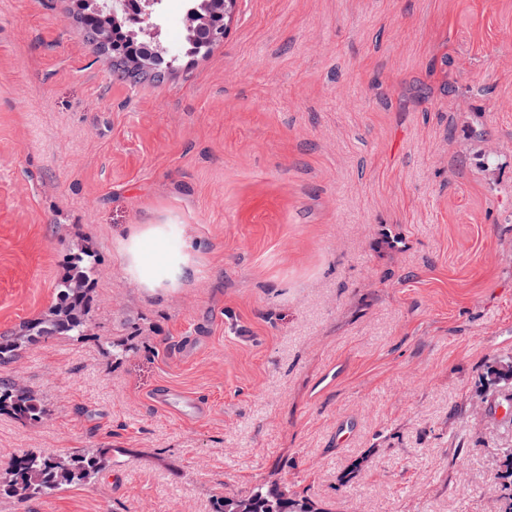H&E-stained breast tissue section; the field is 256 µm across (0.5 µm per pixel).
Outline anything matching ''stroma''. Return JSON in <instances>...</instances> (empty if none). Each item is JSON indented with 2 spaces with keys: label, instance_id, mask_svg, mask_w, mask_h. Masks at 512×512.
<instances>
[{
  "label": "stroma",
  "instance_id": "1",
  "mask_svg": "<svg viewBox=\"0 0 512 512\" xmlns=\"http://www.w3.org/2000/svg\"><path fill=\"white\" fill-rule=\"evenodd\" d=\"M69 8L0 0V335L80 245L92 334L0 365L50 413L0 414V482L126 454L0 512H216L265 479L321 512H500L512 0H238L208 56L140 80ZM156 399L164 407L184 418L195 416L201 410L199 399L182 391L168 389L157 395ZM110 463L112 448L82 450L69 456L25 453L10 465L11 477L3 491L17 500H29L93 479Z\"/></svg>",
  "mask_w": 512,
  "mask_h": 512
}]
</instances>
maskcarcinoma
I'll return each instance as SVG.
<instances>
[{
	"label": "carcinoma",
	"instance_id": "obj_1",
	"mask_svg": "<svg viewBox=\"0 0 512 512\" xmlns=\"http://www.w3.org/2000/svg\"><path fill=\"white\" fill-rule=\"evenodd\" d=\"M224 0H194L187 10L185 54H199L203 29L223 19ZM77 15L87 39L112 49L120 56L118 71L136 76L150 68L171 66L176 58L164 60L163 52L146 31L123 21L119 7L108 0H81ZM98 258L81 248L70 255L64 274L55 286V297L39 317L20 323L10 335L0 336V364L11 360L24 346L42 339L65 336L81 339L91 325L93 293ZM0 412L20 421H40L47 409L27 389L7 378H0ZM112 463V449L82 450L69 456L29 452L10 465L5 492L17 500L61 490L88 481ZM247 512H316L306 498L288 495L276 482L257 484L249 494Z\"/></svg>",
	"mask_w": 512,
	"mask_h": 512
}]
</instances>
